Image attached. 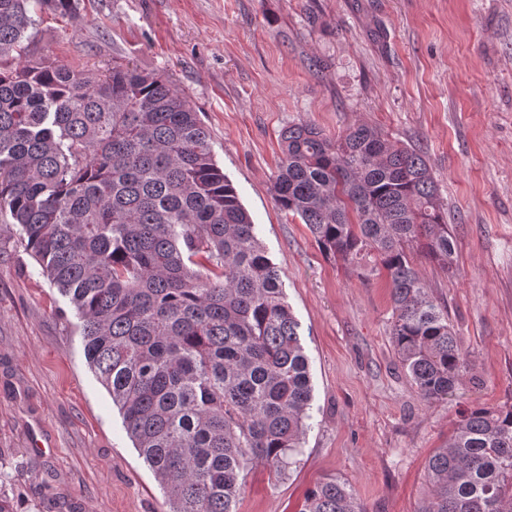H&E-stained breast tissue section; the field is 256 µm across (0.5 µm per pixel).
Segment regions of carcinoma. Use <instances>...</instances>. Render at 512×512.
<instances>
[{
  "label": "carcinoma",
  "instance_id": "carcinoma-1",
  "mask_svg": "<svg viewBox=\"0 0 512 512\" xmlns=\"http://www.w3.org/2000/svg\"><path fill=\"white\" fill-rule=\"evenodd\" d=\"M78 0H0V213L79 320L84 355L164 490L169 512H237L251 463L285 476L309 427L310 364L281 273L199 113L164 75L20 62L38 12ZM277 205L327 253H377L392 341L427 401L470 375L448 311L405 246L448 270L455 245L428 162L360 124L282 134ZM419 512H512V407L463 413L426 465ZM300 512H366L340 481Z\"/></svg>",
  "mask_w": 512,
  "mask_h": 512
}]
</instances>
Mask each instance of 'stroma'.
Listing matches in <instances>:
<instances>
[{"label": "stroma", "instance_id": "stroma-1", "mask_svg": "<svg viewBox=\"0 0 512 512\" xmlns=\"http://www.w3.org/2000/svg\"><path fill=\"white\" fill-rule=\"evenodd\" d=\"M30 51L169 76L281 271L312 419L289 475L249 470L238 512H299L328 478L368 512H418L462 411L512 405V0H80L42 13ZM299 122L332 138L367 124L425 154L456 265L407 253L469 355L448 400L425 401L401 367L374 256L326 254L276 206L280 132ZM78 324L0 214V488L13 512H168Z\"/></svg>", "mask_w": 512, "mask_h": 512}]
</instances>
